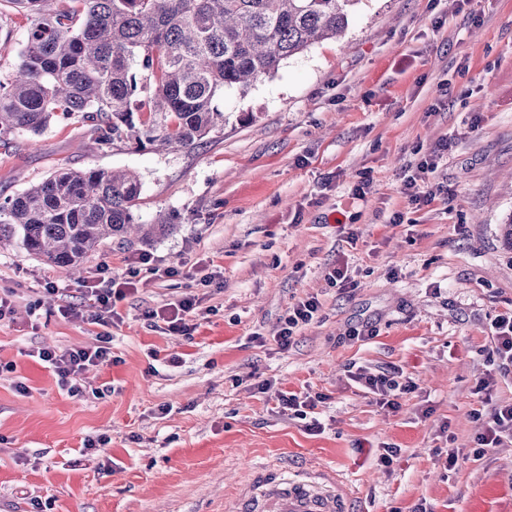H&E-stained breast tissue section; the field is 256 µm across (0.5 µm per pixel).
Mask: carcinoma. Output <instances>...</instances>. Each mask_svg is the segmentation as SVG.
I'll use <instances>...</instances> for the list:
<instances>
[{"label": "carcinoma", "instance_id": "obj_1", "mask_svg": "<svg viewBox=\"0 0 512 512\" xmlns=\"http://www.w3.org/2000/svg\"><path fill=\"white\" fill-rule=\"evenodd\" d=\"M31 15L20 61L0 80V141L81 116L101 149L190 148L224 126L226 88L254 82L340 36L356 0H10ZM131 172L60 168L0 204V233L70 273L114 238L148 242Z\"/></svg>", "mask_w": 512, "mask_h": 512}]
</instances>
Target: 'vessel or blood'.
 I'll return each mask as SVG.
<instances>
[{
	"instance_id": "b4317fda",
	"label": "vessel or blood",
	"mask_w": 512,
	"mask_h": 512,
	"mask_svg": "<svg viewBox=\"0 0 512 512\" xmlns=\"http://www.w3.org/2000/svg\"><path fill=\"white\" fill-rule=\"evenodd\" d=\"M352 493L336 476L281 464L252 468L238 512H352Z\"/></svg>"
}]
</instances>
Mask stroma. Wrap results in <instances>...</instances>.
<instances>
[{
    "instance_id": "1",
    "label": "stroma",
    "mask_w": 512,
    "mask_h": 512,
    "mask_svg": "<svg viewBox=\"0 0 512 512\" xmlns=\"http://www.w3.org/2000/svg\"><path fill=\"white\" fill-rule=\"evenodd\" d=\"M30 15L0 0V78L19 61ZM216 104L222 128L173 152L99 150L80 118L0 144V200L61 168L134 172L135 214L176 232L132 246L106 242L87 262L122 272L149 253L180 267L141 270L108 327L57 314L75 278L0 240V512H231L250 467H321L353 491L357 512H512V445L475 455L491 396L486 325L512 309V0H357L340 40L283 61L246 93ZM444 137L431 182L447 196L415 208L403 174ZM369 182L366 200L352 196ZM402 223H395V216ZM357 229L345 241L343 221ZM348 262L355 287L327 279ZM221 271L222 287L201 286ZM55 282L58 293L44 290ZM201 297L189 335L149 325L144 311ZM319 319L288 351L275 338L296 300ZM373 336L350 341L352 329ZM108 331L117 362L71 396L36 359L42 348L95 345ZM260 341H253V334ZM399 372L416 389L391 413L348 375L350 364ZM275 390L323 394L324 430L278 412ZM102 450L82 451L84 438ZM399 454L388 467L379 450ZM458 462L446 469L444 450Z\"/></svg>"
}]
</instances>
